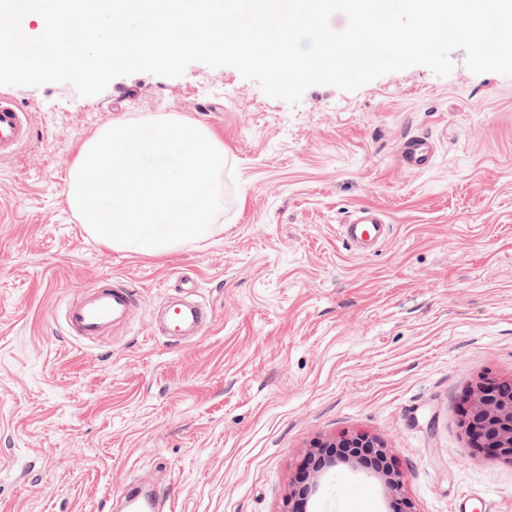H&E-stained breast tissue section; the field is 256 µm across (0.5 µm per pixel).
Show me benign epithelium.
Returning a JSON list of instances; mask_svg holds the SVG:
<instances>
[{"instance_id":"7a95c632","label":"benign epithelium","mask_w":512,"mask_h":512,"mask_svg":"<svg viewBox=\"0 0 512 512\" xmlns=\"http://www.w3.org/2000/svg\"><path fill=\"white\" fill-rule=\"evenodd\" d=\"M460 427L475 454H488L512 461V378L478 377L465 395ZM338 448H370L377 458L374 473L384 481L387 492L394 499L402 493V477L390 463V451L364 434H346L317 444V457L312 469L323 463L359 459L354 453L339 454ZM310 469V470H312ZM310 470L301 473V487L297 492V505L289 512H304V496L308 492Z\"/></svg>"}]
</instances>
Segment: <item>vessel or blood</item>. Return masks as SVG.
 Instances as JSON below:
<instances>
[{"label":"vessel or blood","mask_w":512,"mask_h":512,"mask_svg":"<svg viewBox=\"0 0 512 512\" xmlns=\"http://www.w3.org/2000/svg\"><path fill=\"white\" fill-rule=\"evenodd\" d=\"M32 138L28 110L12 96L0 93V158L9 159ZM435 158V143L426 136L405 138L399 148V162L410 171L431 167ZM390 226L382 213L374 208L354 209L340 234L360 255L374 251L389 236ZM139 299L134 289L117 278H100L93 285L69 300L63 309V323L70 336L94 339L108 335L113 329L131 323ZM214 321L211 309L201 301H171L162 317V329L172 341L205 334ZM155 490L130 486L125 491L127 512H153Z\"/></svg>","instance_id":"1"}]
</instances>
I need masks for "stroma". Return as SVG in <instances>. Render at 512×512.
<instances>
[{
    "label": "stroma",
    "mask_w": 512,
    "mask_h": 512,
    "mask_svg": "<svg viewBox=\"0 0 512 512\" xmlns=\"http://www.w3.org/2000/svg\"><path fill=\"white\" fill-rule=\"evenodd\" d=\"M353 92L313 86L295 105L231 67L137 73L100 94L13 86L34 138L0 161V512H111L118 488L157 484L175 512H286L315 444L364 433L389 448L412 512H512V464L472 454L462 399L512 376V77L464 51ZM169 117L224 146L215 234L151 256L94 240L69 176L106 126ZM430 136L433 166L398 162ZM382 210L391 235L355 255L339 226ZM193 278L214 313L176 344L152 312ZM99 275L141 309L91 344L65 301ZM308 512H392L382 481L323 467ZM435 143L426 136L411 135L399 148L400 165L409 171H423L431 167L435 158Z\"/></svg>",
    "instance_id": "obj_1"
}]
</instances>
